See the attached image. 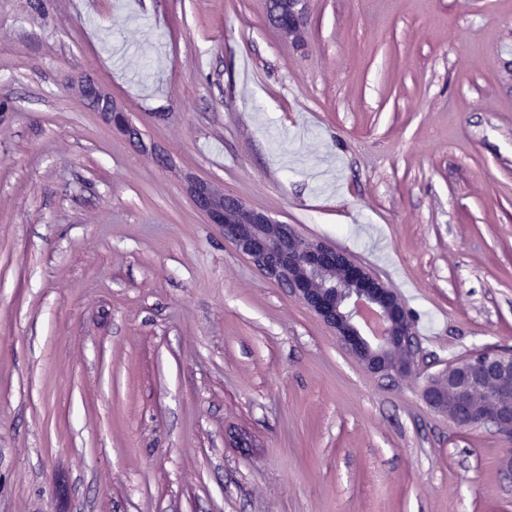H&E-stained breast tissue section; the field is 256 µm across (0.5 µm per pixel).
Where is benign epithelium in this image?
Wrapping results in <instances>:
<instances>
[{"instance_id":"7a95c632","label":"benign epithelium","mask_w":512,"mask_h":512,"mask_svg":"<svg viewBox=\"0 0 512 512\" xmlns=\"http://www.w3.org/2000/svg\"><path fill=\"white\" fill-rule=\"evenodd\" d=\"M307 0H291L293 24L303 27ZM83 96L106 122L127 134L126 112L97 86ZM195 206L270 280L305 304L370 372L402 377L416 363V343L400 296L336 248L298 236L287 224L248 206L210 183L192 180ZM423 397L458 429L489 428L512 445V353L482 349L448 365L427 382Z\"/></svg>"}]
</instances>
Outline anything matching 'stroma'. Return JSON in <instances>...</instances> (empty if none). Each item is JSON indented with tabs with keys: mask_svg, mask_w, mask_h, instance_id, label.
Listing matches in <instances>:
<instances>
[{
	"mask_svg": "<svg viewBox=\"0 0 512 512\" xmlns=\"http://www.w3.org/2000/svg\"><path fill=\"white\" fill-rule=\"evenodd\" d=\"M512 0H0V512H512L422 389L512 350ZM91 81L139 132L107 124ZM215 183L413 316L382 379L209 224Z\"/></svg>",
	"mask_w": 512,
	"mask_h": 512,
	"instance_id": "stroma-1",
	"label": "stroma"
}]
</instances>
